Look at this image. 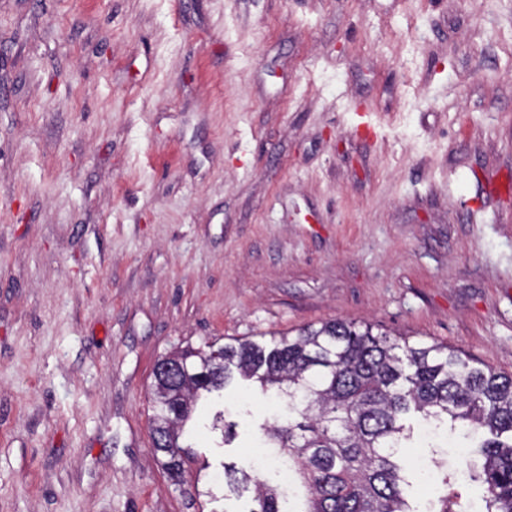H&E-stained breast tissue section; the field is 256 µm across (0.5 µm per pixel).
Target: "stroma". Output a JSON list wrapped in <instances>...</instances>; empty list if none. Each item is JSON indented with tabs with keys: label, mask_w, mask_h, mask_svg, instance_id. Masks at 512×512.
Wrapping results in <instances>:
<instances>
[{
	"label": "stroma",
	"mask_w": 512,
	"mask_h": 512,
	"mask_svg": "<svg viewBox=\"0 0 512 512\" xmlns=\"http://www.w3.org/2000/svg\"><path fill=\"white\" fill-rule=\"evenodd\" d=\"M330 319L512 374V0H0V512H248L157 364Z\"/></svg>",
	"instance_id": "obj_1"
}]
</instances>
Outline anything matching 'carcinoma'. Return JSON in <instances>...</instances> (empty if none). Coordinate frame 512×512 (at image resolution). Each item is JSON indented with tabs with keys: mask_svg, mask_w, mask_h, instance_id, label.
Masks as SVG:
<instances>
[{
	"mask_svg": "<svg viewBox=\"0 0 512 512\" xmlns=\"http://www.w3.org/2000/svg\"><path fill=\"white\" fill-rule=\"evenodd\" d=\"M159 365L149 426L176 485L193 458L180 438L199 393H219L238 374L287 398L260 425V445L289 480L242 475L254 486L249 512H418L405 498L409 466L397 456L412 438V417L457 431L465 447L478 449L482 465H465L469 484L486 486L483 512H512V375L458 350L333 319L264 341L182 349ZM437 465L447 492L431 512H460L462 483Z\"/></svg>",
	"mask_w": 512,
	"mask_h": 512,
	"instance_id": "cac0c4a2",
	"label": "carcinoma"
}]
</instances>
